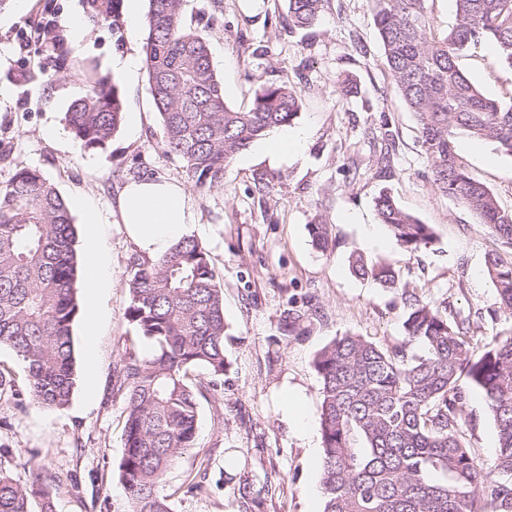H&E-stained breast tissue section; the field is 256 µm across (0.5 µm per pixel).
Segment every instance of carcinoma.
I'll use <instances>...</instances> for the list:
<instances>
[{
    "label": "carcinoma",
    "mask_w": 512,
    "mask_h": 512,
    "mask_svg": "<svg viewBox=\"0 0 512 512\" xmlns=\"http://www.w3.org/2000/svg\"><path fill=\"white\" fill-rule=\"evenodd\" d=\"M88 22L117 21L122 0H83ZM143 46L150 93L161 119V143L178 156L195 185L219 186L225 167L253 142L290 124L301 98L269 85L251 107L224 101L206 39L183 22L184 0H148ZM325 0H288L289 29L316 24ZM428 0H372L375 28L390 77L415 118L441 194L461 203L512 250V208L460 161L456 138L493 143L512 157V99L487 97L463 73L469 47H495V65L512 74V0H454L455 21L436 36ZM54 0H43L21 34L38 46L19 80L36 83L73 69ZM85 90L65 112L80 146L103 150L119 129L124 106L118 87L97 65L83 66ZM379 223L405 251L433 242V228L387 193L375 200ZM312 244L329 249L328 225H309ZM77 228L65 198L41 171L19 169L0 186V342L24 363L33 400L49 409L70 402L76 383L73 326L80 314L81 261ZM352 273L394 292L407 307L405 340L382 348L360 336L333 339L316 355L321 379L323 512H512V336L474 353L468 328L447 308L423 302L402 284L390 262L353 253ZM486 271L499 310L512 317V262L490 254ZM127 321L152 347L125 352L112 372V395L125 411L119 480L129 512H171L162 478L195 448L199 388L189 374L224 375V289L206 249L193 237L149 258L127 259ZM466 376L480 390L497 426L493 458L472 452L459 387ZM21 396L0 368V400ZM54 512L47 477L16 483L0 454V512Z\"/></svg>",
    "instance_id": "obj_1"
}]
</instances>
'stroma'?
<instances>
[{
	"mask_svg": "<svg viewBox=\"0 0 512 512\" xmlns=\"http://www.w3.org/2000/svg\"><path fill=\"white\" fill-rule=\"evenodd\" d=\"M56 23L76 58H92L115 79L124 120L105 150L80 149L66 122L70 102L84 92L77 73L24 85L14 75L34 48L18 34L27 14L0 11V186L22 167L40 170L57 186L73 216L85 207L102 217L111 284L101 298L102 319L93 356H86L83 324L75 322L76 385L67 407L53 410L23 396L0 404V448L8 470L28 483L34 468L47 475L55 512H129L118 478L124 453V413L112 396V370L126 348L148 354L149 344L125 318L127 258L136 245L121 220L123 186L135 179L182 185L193 213V236L208 250L224 288L227 368L220 377L197 369L200 385L197 446L168 469L162 492L172 512H323L321 382L313 361L333 338L360 336L383 348L404 338L406 310L394 293L352 275L351 253L396 264L403 283L425 302L447 307L470 323L475 351L512 332L498 312L486 257L499 252L487 226L432 184L417 126L384 63L369 0H326L319 22L289 30L286 0H185L183 20L214 16L204 35L224 100L248 108L256 92L286 84L301 95L291 124L306 140L277 157L257 141L224 171L221 186L202 190L183 162L161 145V123L149 91L143 45L147 27L130 31L126 19L87 22L82 0H59ZM132 55L134 77L114 76L112 61ZM460 68L494 98L512 97V78L494 64L488 44L470 47ZM348 79L352 94L338 83ZM55 129L49 138L47 129ZM456 140L468 170L502 206L512 208V157L491 143L470 151ZM387 191L399 205L432 225L436 240L406 252L379 224L374 199ZM330 226L331 247L314 248L308 226ZM302 314L300 333L285 336L289 307ZM94 377H87V365ZM472 451L494 456L497 429L481 393L461 379ZM294 402L297 418L287 417ZM196 490H188L187 476Z\"/></svg>",
	"mask_w": 512,
	"mask_h": 512,
	"instance_id": "stroma-1",
	"label": "stroma"
}]
</instances>
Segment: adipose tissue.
<instances>
[{"instance_id":"ef3b65f1","label":"adipose tissue","mask_w":512,"mask_h":512,"mask_svg":"<svg viewBox=\"0 0 512 512\" xmlns=\"http://www.w3.org/2000/svg\"><path fill=\"white\" fill-rule=\"evenodd\" d=\"M119 209L130 237L139 250L158 257L188 235L193 214L183 186L162 179L135 181L119 196ZM87 259L83 266L86 291L85 340L94 345L98 322V297L109 284L108 263L102 249V222L94 208L85 211Z\"/></svg>"}]
</instances>
